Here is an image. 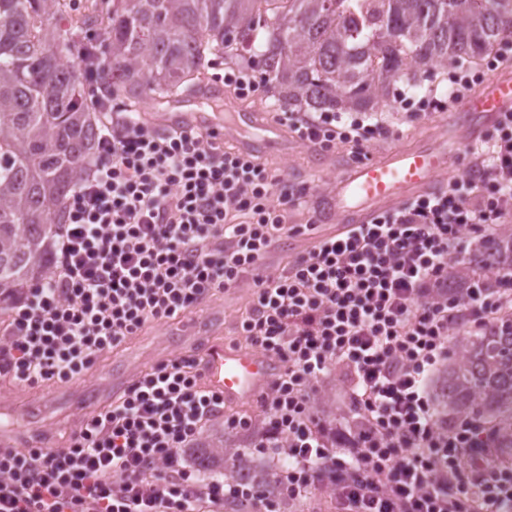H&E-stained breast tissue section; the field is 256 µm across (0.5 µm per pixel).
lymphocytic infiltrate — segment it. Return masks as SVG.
<instances>
[{"label": "lymphocytic infiltrate", "instance_id": "lymphocytic-infiltrate-1", "mask_svg": "<svg viewBox=\"0 0 512 512\" xmlns=\"http://www.w3.org/2000/svg\"><path fill=\"white\" fill-rule=\"evenodd\" d=\"M302 142L364 149L383 124L283 112ZM301 197L280 172L201 130L160 132L106 113L92 168L74 190L49 278L15 299L0 329V374L32 389L79 380L151 323L238 287L288 231ZM512 222V113L447 188L318 237L280 274L256 279L240 334L280 369L260 400V447L288 458L277 501L328 481L336 512H512V463L485 466L495 430L439 417L428 389L450 334L512 321V271L487 288L448 285L468 240ZM337 374L351 408L326 437L320 382ZM196 356L157 362L85 416L68 447L0 448V512H203L254 493L190 470L185 453L224 409Z\"/></svg>", "mask_w": 512, "mask_h": 512}]
</instances>
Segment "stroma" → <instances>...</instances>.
<instances>
[{"label":"stroma","instance_id":"1","mask_svg":"<svg viewBox=\"0 0 512 512\" xmlns=\"http://www.w3.org/2000/svg\"><path fill=\"white\" fill-rule=\"evenodd\" d=\"M447 90L448 72L444 69L415 86L397 82L393 96L378 111L361 115L365 123L379 121L389 125L393 136L372 142L359 154L354 153L350 144L336 142L333 148L324 151L321 168H314L308 148L293 138L283 151L267 155L266 161L271 167L281 170L298 189L305 191L306 202L289 209L290 231L258 269V276L281 272L287 256L305 249L319 235L337 231L332 217L316 223L312 216L316 209L322 208L339 175L356 159L366 160L398 147L430 142L431 132L439 127L448 144L449 174L464 173L470 165V154L461 141V130L470 122V115L451 109L423 110L418 105L422 97ZM228 101L242 111L264 113L271 120L277 119L280 110L267 88H259L248 98L241 99L228 86L222 87L220 96L203 102L201 109L220 113ZM252 286V281H245L241 288L206 302L192 314L148 326L120 349L106 354L83 379L67 384L66 388L48 383L26 390L0 379V437L27 428L41 431L48 447H62L84 414L105 402L116 379L133 380L135 371L162 359L198 353L214 339L223 341L225 347L231 349L244 348L245 343L236 330V317L247 304Z\"/></svg>","mask_w":512,"mask_h":512}]
</instances>
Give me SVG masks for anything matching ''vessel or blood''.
I'll use <instances>...</instances> for the list:
<instances>
[{
    "mask_svg": "<svg viewBox=\"0 0 512 512\" xmlns=\"http://www.w3.org/2000/svg\"><path fill=\"white\" fill-rule=\"evenodd\" d=\"M471 122L464 133L467 143L483 139L485 129L505 112H512V73L501 71L466 98L459 106ZM154 121L174 130L206 129L218 139L254 152L256 145L285 147V129L269 122L260 112L232 110L230 119L189 108L154 114ZM256 140H248V132ZM448 171V155L438 148L397 149L384 156L348 167L336 181L328 208L346 224H365L376 213L398 206L414 192L433 191L441 174ZM201 371L207 388L225 403L257 398L274 379L277 364L260 352L229 349L223 342L206 345L200 354Z\"/></svg>",
    "mask_w": 512,
    "mask_h": 512,
    "instance_id": "b4317fda",
    "label": "vessel or blood"
}]
</instances>
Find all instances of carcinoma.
<instances>
[{"label":"carcinoma","instance_id":"obj_1","mask_svg":"<svg viewBox=\"0 0 512 512\" xmlns=\"http://www.w3.org/2000/svg\"><path fill=\"white\" fill-rule=\"evenodd\" d=\"M0 0V313L50 274L112 100L181 96L234 51L258 52L264 82L290 112H374L391 85L470 65L512 41V0ZM512 269V224L476 240L448 271L467 288ZM441 411L493 419L512 448V324L461 337L441 378ZM194 462L263 488L276 464L220 430Z\"/></svg>","mask_w":512,"mask_h":512}]
</instances>
